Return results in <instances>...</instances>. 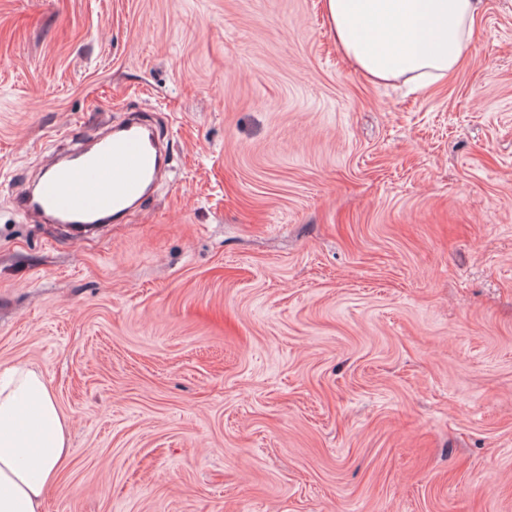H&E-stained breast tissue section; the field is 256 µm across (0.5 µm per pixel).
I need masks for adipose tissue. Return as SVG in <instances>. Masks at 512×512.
<instances>
[{"label": "adipose tissue", "instance_id": "ef3b65f1", "mask_svg": "<svg viewBox=\"0 0 512 512\" xmlns=\"http://www.w3.org/2000/svg\"><path fill=\"white\" fill-rule=\"evenodd\" d=\"M344 58L370 82L428 88L465 61L482 0H322ZM72 463L69 424L41 372L0 370V512H41Z\"/></svg>", "mask_w": 512, "mask_h": 512}]
</instances>
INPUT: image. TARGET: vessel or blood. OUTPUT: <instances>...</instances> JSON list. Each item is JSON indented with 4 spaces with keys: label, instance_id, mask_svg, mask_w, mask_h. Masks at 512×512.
I'll list each match as a JSON object with an SVG mask.
<instances>
[{
    "label": "vessel or blood",
    "instance_id": "obj_1",
    "mask_svg": "<svg viewBox=\"0 0 512 512\" xmlns=\"http://www.w3.org/2000/svg\"><path fill=\"white\" fill-rule=\"evenodd\" d=\"M162 150L138 117L111 128L87 149L53 167L20 199L23 211L63 224H95L142 201Z\"/></svg>",
    "mask_w": 512,
    "mask_h": 512
}]
</instances>
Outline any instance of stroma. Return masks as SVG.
I'll return each instance as SVG.
<instances>
[{"mask_svg":"<svg viewBox=\"0 0 512 512\" xmlns=\"http://www.w3.org/2000/svg\"><path fill=\"white\" fill-rule=\"evenodd\" d=\"M139 112L171 169L79 234L17 196ZM73 463L43 512H512V0L443 85L321 0H0V369Z\"/></svg>","mask_w":512,"mask_h":512,"instance_id":"1","label":"stroma"}]
</instances>
